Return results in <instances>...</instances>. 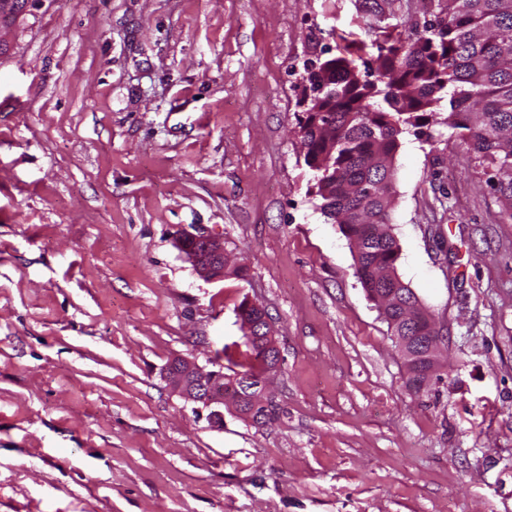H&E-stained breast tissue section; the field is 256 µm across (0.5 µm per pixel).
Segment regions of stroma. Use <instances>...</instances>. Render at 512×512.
<instances>
[{
	"label": "stroma",
	"instance_id": "1",
	"mask_svg": "<svg viewBox=\"0 0 512 512\" xmlns=\"http://www.w3.org/2000/svg\"><path fill=\"white\" fill-rule=\"evenodd\" d=\"M421 0H28L0 39V512H512V218L443 120L394 157L412 382L294 133L304 65ZM244 278L203 280L179 229ZM268 315L276 406L223 429L163 377ZM397 350L413 374L416 384H421L439 369L438 354L442 346L441 334L427 336V340H418L421 336H391ZM418 341V342H417Z\"/></svg>",
	"mask_w": 512,
	"mask_h": 512
}]
</instances>
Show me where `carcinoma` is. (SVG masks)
I'll return each instance as SVG.
<instances>
[{
    "label": "carcinoma",
    "mask_w": 512,
    "mask_h": 512,
    "mask_svg": "<svg viewBox=\"0 0 512 512\" xmlns=\"http://www.w3.org/2000/svg\"><path fill=\"white\" fill-rule=\"evenodd\" d=\"M437 7L434 19L376 45L367 59L364 40L339 36L338 53L319 60L309 78L321 103L309 102L298 118L319 208L351 244L354 275L368 294L396 287L393 160L400 137L422 134L444 89H451L448 127L494 168L497 199L512 217V0H438ZM241 340L240 373L261 374L265 361L247 336Z\"/></svg>",
    "instance_id": "obj_1"
}]
</instances>
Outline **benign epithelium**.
Listing matches in <instances>:
<instances>
[{"mask_svg":"<svg viewBox=\"0 0 512 512\" xmlns=\"http://www.w3.org/2000/svg\"><path fill=\"white\" fill-rule=\"evenodd\" d=\"M179 241L193 243L185 256L203 279H224L225 271L229 269L224 240L202 232L194 234L184 231ZM256 309L258 319L249 333L255 344L268 355L266 371L256 385L257 391L241 392L240 387L245 385L241 375H227L223 367L216 366L212 361L201 365L194 359L178 357L166 367L165 378L171 389L185 402L209 410V417L218 424L224 422V407L229 404L239 413L250 417L258 408L266 407L270 402L265 397L267 379L278 369L279 349L266 312L259 305ZM394 341L416 384H421L439 369L441 335L421 340L415 336H396Z\"/></svg>","mask_w":512,"mask_h":512,"instance_id":"benign-epithelium-1","label":"benign epithelium"}]
</instances>
